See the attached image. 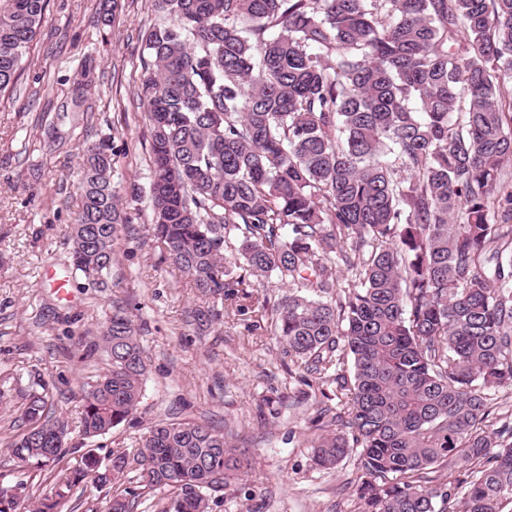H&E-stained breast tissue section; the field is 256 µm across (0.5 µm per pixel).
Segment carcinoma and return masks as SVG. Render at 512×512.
<instances>
[{"mask_svg": "<svg viewBox=\"0 0 512 512\" xmlns=\"http://www.w3.org/2000/svg\"><path fill=\"white\" fill-rule=\"evenodd\" d=\"M136 92L151 140V230L196 288L203 331L218 304L254 301L250 278L288 294L275 335L306 385L336 386L347 411L321 424L314 466L357 453L362 512H502L512 503V423L491 429L492 396L512 386V0H149ZM47 0H0V97L17 87ZM71 103L88 112L87 72ZM71 265L112 271L119 225L112 147L80 156ZM234 248L233 259L224 255ZM344 265L354 279L342 286ZM139 327L117 306L99 341L108 369L81 394L82 436L137 411L146 373ZM351 366L353 384L342 374ZM47 384L25 394L12 456L52 465L35 502L59 512L89 480L106 512L160 491L157 512H212L211 484L250 468L204 423L162 420L141 447L68 446ZM464 478L433 482L432 466ZM135 474L136 488L121 478Z\"/></svg>", "mask_w": 512, "mask_h": 512, "instance_id": "obj_1", "label": "carcinoma"}]
</instances>
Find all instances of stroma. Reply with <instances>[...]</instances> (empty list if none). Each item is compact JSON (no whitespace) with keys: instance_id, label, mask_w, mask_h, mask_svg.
Here are the masks:
<instances>
[{"instance_id":"35a3bbf8","label":"stroma","mask_w":512,"mask_h":512,"mask_svg":"<svg viewBox=\"0 0 512 512\" xmlns=\"http://www.w3.org/2000/svg\"><path fill=\"white\" fill-rule=\"evenodd\" d=\"M100 0H49L13 94L0 98V486L48 489V468L19 466L18 391L31 374L53 390L56 416L77 444L80 394L106 369L89 346L120 305L140 327L147 374L131 420L92 440L100 459L136 450L159 420L205 422L247 448L255 465L212 492L213 512H360L354 458L318 470L308 444L321 404L310 397L271 330L270 319L232 312L198 332L189 279L166 261L148 232L147 199L127 202L131 222L114 241L105 284L70 267L68 231L81 202L76 184L83 140L112 139L114 178L147 187L150 134L135 89L142 75L139 34L157 22L146 0H119L111 29L97 23ZM89 63L90 113L59 115L74 72ZM277 414H270L269 402Z\"/></svg>"}]
</instances>
